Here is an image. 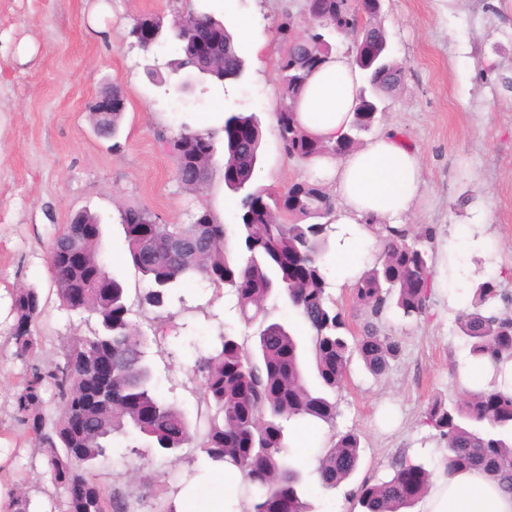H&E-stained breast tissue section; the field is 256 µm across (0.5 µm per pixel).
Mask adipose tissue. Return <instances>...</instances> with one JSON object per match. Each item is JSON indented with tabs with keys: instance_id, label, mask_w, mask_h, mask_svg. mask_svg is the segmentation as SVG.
<instances>
[{
	"instance_id": "obj_1",
	"label": "adipose tissue",
	"mask_w": 512,
	"mask_h": 512,
	"mask_svg": "<svg viewBox=\"0 0 512 512\" xmlns=\"http://www.w3.org/2000/svg\"><path fill=\"white\" fill-rule=\"evenodd\" d=\"M361 79L349 58L330 56L311 74L296 102L299 126L319 141H336L348 128ZM311 168L331 182L338 195L335 255L323 262L322 273L328 283L354 284L380 248L374 225L408 213L422 198L417 150L399 134L386 132L344 156L315 158ZM496 247L490 232L452 236L444 255L449 280L461 285L468 277L461 252L490 256ZM423 512H512V496L502 494L482 473L463 471L434 480Z\"/></svg>"
}]
</instances>
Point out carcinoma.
<instances>
[{
	"instance_id": "obj_1",
	"label": "carcinoma",
	"mask_w": 512,
	"mask_h": 512,
	"mask_svg": "<svg viewBox=\"0 0 512 512\" xmlns=\"http://www.w3.org/2000/svg\"><path fill=\"white\" fill-rule=\"evenodd\" d=\"M306 7L320 15L323 23L303 30L300 18L287 9L277 27L287 49L278 61L282 95L275 112V132L283 153L303 163L325 154L343 156L360 146L362 135L372 131L384 110V94L402 85L405 76V66L392 52H380L387 37L373 14L372 0H363L357 7L359 19L349 13L344 0H309ZM193 12L197 21L182 28L164 25L160 16L148 18L162 27L160 40L175 42L177 57L167 64L170 73L207 69L190 50L191 41L203 37L224 58V75L208 73L215 86L243 79L247 65L232 33L208 4L196 5ZM338 36L350 39L351 56L364 75V84L348 130L336 142L324 144L297 126L294 105L310 74L331 55ZM113 99L112 115L90 114L103 138L116 139L120 134L126 97L118 84ZM234 123L251 126L252 136L238 142L225 138L226 127ZM263 138L258 118L244 112L225 114L218 128L199 130L184 124L173 136L158 134L174 160L178 182L189 191L210 186L216 144L223 141L224 167L237 178V184L229 185L240 212L233 229L206 207L192 213L187 224H161L144 206L127 205L120 210L128 256L150 284L139 300L141 310L164 307L180 288L201 277L235 297L234 308L244 323L258 324L253 345L222 335L190 369L192 380L199 384V405L204 407L197 416L204 420V434L198 435V424L158 393L154 381L150 349L168 335L171 317H153L149 335L130 318L124 282L108 268L100 239L86 248L83 267L66 266L63 252L78 243L76 225L66 224L47 252L52 294L59 306L72 311L70 293L93 289L96 325L90 335L68 341L60 359L43 364V337L38 329L49 300L30 287L10 293L13 323L8 339L15 358L25 366L10 406L17 423L35 441L49 484L33 494L24 491L10 497L4 512H30L35 494L48 498L49 512H141L148 499L153 501V512H176L166 490L148 481L137 493L119 486L107 489L98 481L97 464L108 455L112 439L131 435L154 454L168 456L191 447L218 467L241 471L249 485L241 512H309L303 472L285 423L302 420L317 427L334 426L336 391L347 379L352 357L374 375L386 371L400 344L393 336L379 334L377 320L390 309L415 321L427 315L437 229L425 226L411 239L402 225H378L380 255L352 286L366 317L360 334L348 340L344 316L331 304L330 284L320 268L335 232L332 196L318 183H294L274 205L258 207L251 194L239 191L253 182ZM232 238L241 259L231 254ZM498 297L495 281H483L473 289L471 306L456 318L472 362L491 365L495 378L487 388L463 399L447 403L435 398L424 413V424L445 444L442 474L475 470L511 495L512 392L504 389L498 376L504 364L512 361V314L494 308ZM282 310L297 314L310 332L314 386L302 369L297 337L282 318L274 316ZM106 359L112 360L114 370L112 390L106 392L107 401H90L87 391L98 364ZM48 393L49 399L45 398ZM50 402L57 409L55 417L48 412ZM76 405L86 421L80 438L67 432V418ZM361 456L356 433L333 435L318 458L319 486L332 490L351 479ZM431 479L432 473L423 465L401 455L385 477L362 481L355 497L361 512H407L422 499ZM75 480L85 485L81 500L67 491Z\"/></svg>"
}]
</instances>
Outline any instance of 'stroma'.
<instances>
[{
    "label": "stroma",
    "instance_id": "35a3bbf8",
    "mask_svg": "<svg viewBox=\"0 0 512 512\" xmlns=\"http://www.w3.org/2000/svg\"><path fill=\"white\" fill-rule=\"evenodd\" d=\"M232 30L248 24L238 45L248 65L246 79L217 91L207 79L192 80L190 92H165L149 69L166 73L175 58L172 42L142 50L128 32L135 20L158 15L171 19L189 0H0V487L20 491L44 482L30 436L10 407L22 367L7 340L10 291L19 286L48 294L53 284L47 265L52 238L72 213L89 210L102 223L104 256L132 294L145 282L128 260L119 211L140 205L166 224H184L200 206L224 205V221H238L236 199L222 178L201 193L178 183L173 162L160 149L158 132L182 123L200 127L215 112L255 114L265 129L252 187L276 195L307 180L304 164L283 154L274 112L281 97L277 64L284 50L276 26L284 6L302 12L305 0H212ZM382 25L393 56L404 63L403 86L389 97L379 132L397 130L420 156L421 191L427 207L404 219L410 233L420 226L438 229L434 251H442L457 230L489 223L499 240L492 258L498 274L472 258L467 279L475 286L495 279L512 295V92L501 79L512 75V0H384ZM119 84L127 109L118 143L93 130L89 109L110 83ZM185 309L167 353L152 356L159 389L189 416L195 397L184 388L185 371L220 332L252 341L255 329L232 311L233 297L199 279L182 288ZM459 308L442 289H434L430 312L417 322L387 312L382 334L397 337L401 353L383 375L373 376L352 360L348 378L336 394L335 427L313 430L301 458L312 512H359L353 493L363 479L385 476L392 460L405 454L433 472L445 452L424 425L433 397L452 401L468 390V348L458 335ZM89 314L48 305L40 326L49 341L43 363L57 360L61 346L89 335ZM356 432L364 448L357 479L333 490L318 488L316 458L332 431ZM133 438H116L99 463L104 483L153 478L181 494L193 495L197 512L208 501L239 499L240 487L218 480L198 451L183 459L155 457L141 466L132 455Z\"/></svg>",
    "mask_w": 512,
    "mask_h": 512
}]
</instances>
